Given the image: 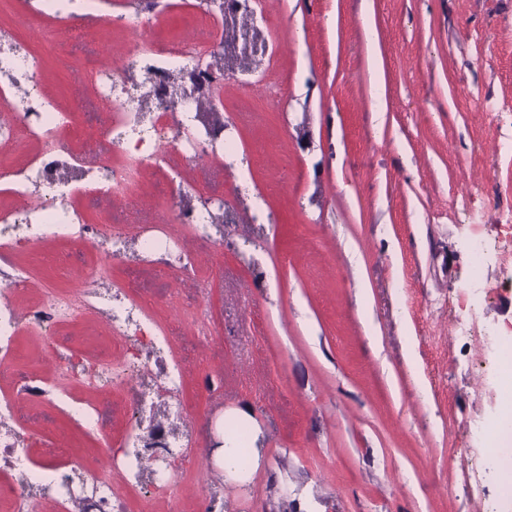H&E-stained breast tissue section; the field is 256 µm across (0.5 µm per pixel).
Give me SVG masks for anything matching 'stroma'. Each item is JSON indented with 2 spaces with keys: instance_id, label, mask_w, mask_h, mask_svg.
<instances>
[{
  "instance_id": "1",
  "label": "stroma",
  "mask_w": 512,
  "mask_h": 512,
  "mask_svg": "<svg viewBox=\"0 0 512 512\" xmlns=\"http://www.w3.org/2000/svg\"><path fill=\"white\" fill-rule=\"evenodd\" d=\"M147 36L207 48L217 0H171ZM39 0H0V30L43 65V90L73 112L79 146L111 121L93 62L120 45L110 15L82 39ZM226 49L237 83L208 119L233 145L223 168L187 171L185 203H221L224 243L195 278L165 256L112 266L169 337L183 399L216 442L235 410L253 420L261 461L247 483L176 463L161 497L130 490L131 512H196L221 489L224 512L259 495L266 512H489L496 474L471 426L500 399L496 355L512 330V0H260ZM211 20H203V10ZM494 257L475 271L473 238ZM33 304L46 286L78 291L92 261L66 239L18 251ZM98 318L18 336L22 371L53 372L48 338L89 359L110 353ZM221 383L214 396L202 380ZM29 432L91 448L66 414L20 403Z\"/></svg>"
}]
</instances>
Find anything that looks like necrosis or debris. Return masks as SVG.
I'll list each match as a JSON object with an SVG mask.
<instances>
[{
  "instance_id": "4bbe7bcc",
  "label": "necrosis or debris",
  "mask_w": 512,
  "mask_h": 512,
  "mask_svg": "<svg viewBox=\"0 0 512 512\" xmlns=\"http://www.w3.org/2000/svg\"><path fill=\"white\" fill-rule=\"evenodd\" d=\"M165 12L164 0H148L136 9L134 21L124 24L127 40L119 58L97 69L99 94L112 105V123L98 135L103 153L97 157L72 151L67 140L72 115L38 91L39 60L20 52L10 39H0V144L19 145L33 138L40 146L28 169L12 178L14 197L27 205L21 235L9 237V216L0 213V284L15 295L26 292L28 272L10 257L19 247H33L50 238H73L87 243L96 254L77 298L49 287L22 313L0 303V374L10 371L19 354L16 340L23 327L78 324L88 310L106 321L114 345L129 354L120 362L72 357L63 365L50 343L45 357L56 363V374H16L10 396L0 398V502H7L11 512H36L46 498L54 501L58 512H127L126 490L149 485L165 492L173 486V474L158 471L161 457L196 463L208 454L209 444L192 430L181 399L180 365L152 366L167 346L165 331L130 294L102 286L111 263L128 256L124 226L139 222L138 209H131L122 225L89 224L68 204L84 193L130 199L133 186L146 171L164 170L171 186L170 210L190 228L193 238L210 239L214 214L203 207L184 206L182 169L224 165L195 133L198 113L214 101L202 90L193 100L184 98L185 91L192 89L190 74L198 65L195 44L161 50L145 38V29ZM131 82L147 88V97L130 95L126 87ZM174 154L181 157L183 167L171 166ZM157 253L168 256L181 279L196 276L197 261L182 238L173 236L168 225H145L139 255L148 258ZM73 379L106 397L116 390L123 393L131 415L118 443L123 459H116L111 443L102 442L105 416L97 405L75 395L69 385ZM21 401L50 402L64 410L87 437L99 440L98 466L86 471L83 455L65 448L50 466L26 464L30 435L16 423V406ZM117 468L125 474L121 487L113 482ZM82 472L87 478L82 486H75L74 477Z\"/></svg>"
}]
</instances>
